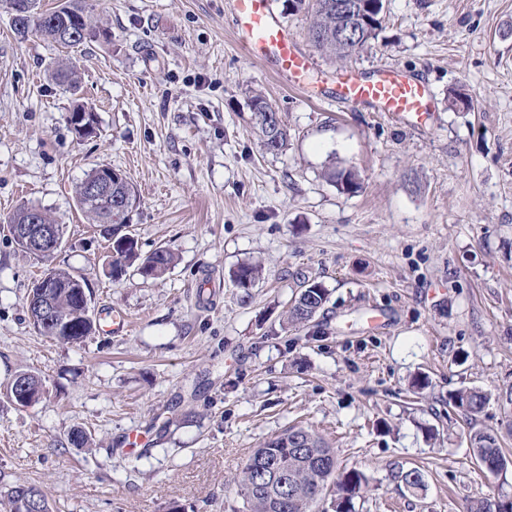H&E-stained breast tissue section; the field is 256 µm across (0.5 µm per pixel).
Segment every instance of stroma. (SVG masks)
<instances>
[{
  "label": "stroma",
  "instance_id": "obj_1",
  "mask_svg": "<svg viewBox=\"0 0 512 512\" xmlns=\"http://www.w3.org/2000/svg\"><path fill=\"white\" fill-rule=\"evenodd\" d=\"M87 2L111 39L64 49L17 36L0 0V482L40 486L51 512H245L225 480L301 423L367 476L355 512L512 496V470L475 463L452 402L486 393L477 425L512 451V0H385L371 46L340 60L307 13L270 0L310 59L299 85L248 52L230 0ZM64 57L79 94L51 77ZM388 67L429 88L423 123L330 94L344 72ZM456 88L472 109L449 108ZM257 91L288 130L280 152L255 128ZM79 103L97 118L83 139L66 122ZM101 164L138 191L141 253H176L162 276L111 277L75 203ZM333 166L358 171L356 193L326 180ZM26 204L67 227L51 257L11 239ZM245 261L263 266L247 290L232 281ZM49 268L85 278L96 312L130 332L36 334L25 298ZM307 279L328 301L298 328L286 311ZM23 372L45 390L29 407L4 395ZM76 429L90 445L70 443ZM412 467L416 493L396 479Z\"/></svg>",
  "mask_w": 512,
  "mask_h": 512
}]
</instances>
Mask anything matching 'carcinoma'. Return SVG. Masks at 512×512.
Returning <instances> with one entry per match:
<instances>
[{"label": "carcinoma", "mask_w": 512, "mask_h": 512, "mask_svg": "<svg viewBox=\"0 0 512 512\" xmlns=\"http://www.w3.org/2000/svg\"><path fill=\"white\" fill-rule=\"evenodd\" d=\"M312 2L309 35L311 41L319 49L337 58H345L351 53L369 46L376 38L380 23L376 22L362 30L360 36H350L344 41L336 38V27L339 17L336 5L340 0H297V6H305ZM71 12L60 14L57 8L46 9L39 16L38 22L28 28L17 31L25 36L35 32L40 36L58 44L63 48H71L93 39L96 31L89 11L83 0H69ZM86 29L90 35L74 38L71 31ZM53 79L72 94H77L80 85L76 66L72 62L57 64L52 72ZM255 124L262 136L263 146L269 153L279 152L287 141V131L281 119H272L269 111L272 106L266 98L257 93L252 97ZM328 180L344 191L357 186V174L351 169L331 168L327 173ZM86 182H81L76 190L77 207L86 214L94 224L102 222L100 207L84 198ZM138 198L131 179L127 176L112 180V272L127 274L133 272L140 277L156 278L166 272L175 262V253L168 247H159L146 257L138 253L134 238L123 232L129 220V214L137 207ZM55 279L61 287L53 289V308L58 315L72 323L75 332L58 339V342L70 345L81 344L93 331L94 325L84 319L75 317L80 309L79 299L71 286L80 281L65 269H52ZM261 276V267L253 262H243L232 274L234 284L242 289L256 283ZM327 301V289L316 280H305L299 285L298 292L288 311V321L293 325H306L313 321L322 311ZM488 402V396L476 389L458 391L454 396V404L471 421H477ZM470 447L477 463L489 470L507 469L512 459L506 457L497 443L494 434L483 429L471 428L469 434ZM271 460L288 468L290 480L299 489V493H288L287 500L277 512H318L319 504L330 498L328 509L324 512H354V500L362 495L368 487L367 476L360 470H339L333 449L314 430L303 426H290L282 433L265 441L253 450L241 471L234 478L236 493L246 504V512H271L267 498L256 489L261 474L256 462ZM397 478L405 488L420 490L424 487L420 469H402ZM27 488L31 499H39L49 503L48 494L39 486L27 481H16L5 490H0V505L5 512H14L16 489ZM468 512H512L511 498H484L470 501Z\"/></svg>", "instance_id": "1"}]
</instances>
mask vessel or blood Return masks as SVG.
Returning a JSON list of instances; mask_svg holds the SVG:
<instances>
[{
  "label": "vessel or blood",
  "mask_w": 512,
  "mask_h": 512,
  "mask_svg": "<svg viewBox=\"0 0 512 512\" xmlns=\"http://www.w3.org/2000/svg\"><path fill=\"white\" fill-rule=\"evenodd\" d=\"M239 33L249 50L268 58L279 72L302 82L310 62L300 52L287 29L272 15L268 0H231ZM336 97L376 105L395 115L424 117L429 110L427 86L400 69H390L374 77L357 73L336 80Z\"/></svg>",
  "instance_id": "b4317fda"
}]
</instances>
